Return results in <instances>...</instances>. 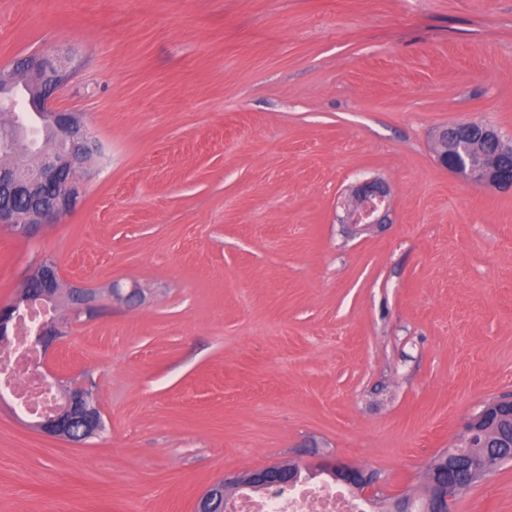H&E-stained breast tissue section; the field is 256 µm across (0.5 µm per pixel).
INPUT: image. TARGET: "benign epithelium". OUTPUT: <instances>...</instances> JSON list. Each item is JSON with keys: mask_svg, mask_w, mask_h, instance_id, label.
<instances>
[{"mask_svg": "<svg viewBox=\"0 0 512 512\" xmlns=\"http://www.w3.org/2000/svg\"><path fill=\"white\" fill-rule=\"evenodd\" d=\"M74 67L71 56L58 54L36 55L13 65L9 70H0V111L13 116V123L0 129V153H11L18 145H33L28 139V123L24 114L17 109L13 91L22 88L29 96V105L36 115L46 120L59 135V145L50 149H37L31 165L18 169L0 165V224L13 229L17 234L31 238L46 230L56 220L73 211L80 203L79 183L86 173V163L95 149V144L76 112H69L56 106V97L64 89ZM481 130V137L496 145V156L480 164L474 161V151L479 149L474 132ZM453 136L457 149L452 155L444 150L437 154L438 162L454 175L474 183L490 185L503 191L512 190V166L498 161V157L512 158V145L488 126L476 127V123H461L452 129L438 133L439 143ZM17 198L28 201V208L19 211L13 206ZM391 187L379 178L364 179L351 189V204L345 207L340 223L349 224L360 230L389 223ZM61 294L60 275L56 264L44 261L28 274L21 289L13 300L0 306V343L9 344L13 322L19 311L33 303L54 304ZM110 294L116 301L126 305H139L145 301V289L132 283L123 287L112 283ZM66 304L73 314L78 315L97 306L96 291L78 286L66 290ZM64 318L54 314L41 322L33 336V343L42 352H47L65 336ZM48 385L60 393V400L54 411L37 416L31 426L51 436L78 443L72 437L76 429L84 437L95 436L104 430L100 409L92 401L86 388L81 384L61 379L52 371L44 374ZM502 409L512 411V399H501L486 405L472 415L464 424V434L471 438L493 424L495 416ZM279 464H271L249 473L252 483L268 489L292 486L294 481H274L271 474ZM322 472L365 496L378 492L376 477L370 471L353 464L333 460L319 464ZM447 477L437 480L428 472L430 486V512H453L452 505L474 482V468L455 461L446 465ZM224 485L221 480L213 483L197 500L196 512H210L207 508L212 499H224Z\"/></svg>", "mask_w": 512, "mask_h": 512, "instance_id": "1", "label": "benign epithelium"}]
</instances>
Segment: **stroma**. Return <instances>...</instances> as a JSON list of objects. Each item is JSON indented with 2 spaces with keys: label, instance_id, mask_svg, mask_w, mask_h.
Masks as SVG:
<instances>
[{
  "label": "stroma",
  "instance_id": "obj_1",
  "mask_svg": "<svg viewBox=\"0 0 512 512\" xmlns=\"http://www.w3.org/2000/svg\"><path fill=\"white\" fill-rule=\"evenodd\" d=\"M59 51L56 104L101 152L41 236L0 225V305L47 258L100 290L46 362L105 429L75 445L0 403V512H194L285 460L390 497L512 397V192L433 151L473 120L512 139V0H0V67ZM370 177L390 221L354 236ZM453 512H512V464ZM351 204L345 207L340 223L359 230L389 223L391 187L379 178L364 179L351 189ZM109 290L113 300L130 306L139 305L146 299L145 290L147 289L141 288L136 283H132L128 289H124L120 283L113 282ZM502 409H508L512 412V399H501L486 405L480 412L472 415L464 424V434L466 438H472L485 430L494 422L495 416ZM318 466L336 482L359 491L364 496H374L378 492L376 477L370 471L340 460L322 462Z\"/></svg>",
  "mask_w": 512,
  "mask_h": 512
}]
</instances>
